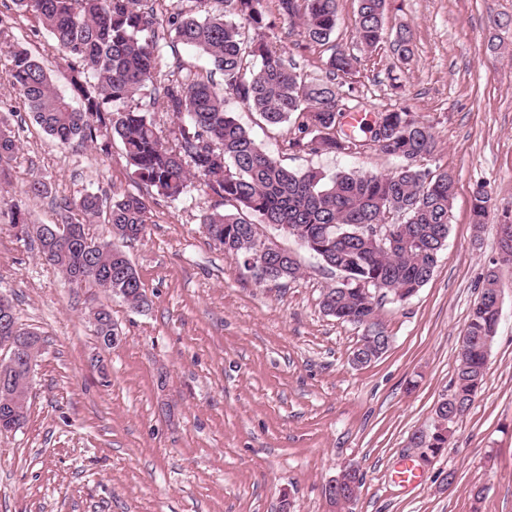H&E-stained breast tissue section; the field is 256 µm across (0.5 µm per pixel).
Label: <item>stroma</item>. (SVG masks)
<instances>
[{"mask_svg": "<svg viewBox=\"0 0 512 512\" xmlns=\"http://www.w3.org/2000/svg\"><path fill=\"white\" fill-rule=\"evenodd\" d=\"M15 15L13 37L39 55L69 93L66 65L37 20ZM409 28L414 55L389 44L363 55L342 102L375 116L409 106L438 142L422 165L454 170L447 245L432 278L409 301L385 303L387 351L364 366L352 352L362 331L323 313L339 276L282 232L273 240L303 269L289 283L256 282L206 237L202 214L221 198L195 187L172 202L149 192L144 239L125 244L149 301L136 310L98 289L72 291L0 224V292L24 327L42 335L24 427L0 435V512H330L324 488L348 463L364 483L356 512H512V264L499 261L497 226L512 211V0H389L387 29ZM266 36L304 76L326 74L328 54L286 26ZM400 72L393 88L390 73ZM260 146L296 170L385 173L394 159L311 155L288 149L293 124L266 125L237 106ZM10 191L33 176L49 187L27 200L34 224L56 223L87 193L143 191L119 145L62 147L23 118ZM485 182L492 210L481 239L471 189ZM497 267L501 317L484 385L431 462L409 447L430 429L452 391L460 336L482 276ZM112 310L121 341L101 350L84 308ZM420 478L396 482L402 462Z\"/></svg>", "mask_w": 512, "mask_h": 512, "instance_id": "obj_1", "label": "stroma"}]
</instances>
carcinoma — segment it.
<instances>
[{"mask_svg":"<svg viewBox=\"0 0 512 512\" xmlns=\"http://www.w3.org/2000/svg\"><path fill=\"white\" fill-rule=\"evenodd\" d=\"M186 11L175 0H14L16 10L35 16L65 62L79 105L57 92L43 61L19 44L0 45L10 66L7 76L30 117L62 146L98 143L103 151L119 142L138 183L178 200L194 184L224 200L228 209L203 215L209 239L224 254L243 260L263 246L265 266L252 268L258 281L288 283L301 275L294 255L261 236L266 224L297 238L326 267L339 274L320 307L330 316L363 329L367 350L384 346L377 331L379 309L387 300L404 303L432 277L448 238L457 178L433 173L418 161L433 154L430 127L411 108L380 112L384 135L371 125L336 130V101L345 78L361 58L336 46V0H193ZM387 0H357L356 39L364 52L386 42ZM299 32L306 45L330 50L326 79L306 80L266 41L273 18ZM182 44L207 59L203 72L180 64L164 73L161 50ZM392 48L399 60L412 55V36L396 30ZM218 72L223 83L212 78ZM142 95L150 105L135 102ZM235 99L270 126L293 122L288 148L308 154L358 153L373 147L399 161L388 174L338 172L329 177L309 168L293 170L266 152L228 106ZM167 112L174 126L163 131L155 113ZM15 113L0 111V177L17 150ZM475 229L485 224L491 196L484 182L473 184ZM148 200L123 193L104 200L87 194L68 203L61 223L27 222L22 200L0 204V214L22 240L38 245L39 257L68 285L100 288L135 309L148 305L142 282L120 244L142 239L150 221ZM110 239L96 238L88 225L99 216ZM361 224H384L383 244L359 234ZM499 273L483 274L478 301L461 336L459 364L448 395L454 420L468 413L487 369L486 339L496 335L494 295ZM95 336L117 334L103 306ZM40 335L32 332L26 360L0 384V402L20 399L37 360ZM450 433L417 430L412 447L430 456L448 447Z\"/></svg>","mask_w":512,"mask_h":512,"instance_id":"obj_1","label":"carcinoma"}]
</instances>
